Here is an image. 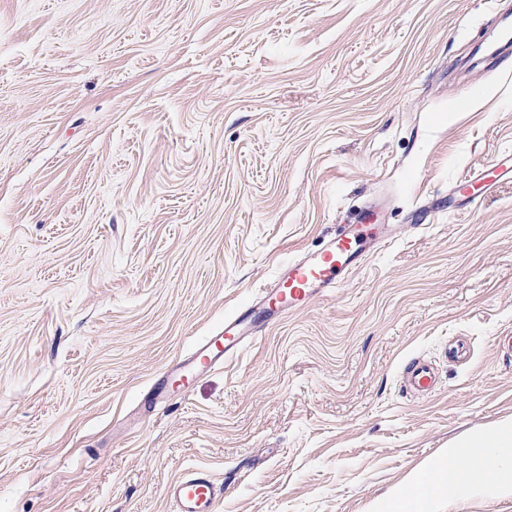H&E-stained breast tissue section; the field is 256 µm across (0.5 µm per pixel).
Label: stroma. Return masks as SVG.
Returning a JSON list of instances; mask_svg holds the SVG:
<instances>
[{
  "label": "stroma",
  "instance_id": "35a3bbf8",
  "mask_svg": "<svg viewBox=\"0 0 512 512\" xmlns=\"http://www.w3.org/2000/svg\"><path fill=\"white\" fill-rule=\"evenodd\" d=\"M510 24L512 0H0V512H173L198 467L218 512H377L512 420V181L457 191L512 153ZM379 195L395 241L157 401ZM405 389L417 396H428L436 387L433 365L423 358L414 360L406 369L402 379Z\"/></svg>",
  "mask_w": 512,
  "mask_h": 512
}]
</instances>
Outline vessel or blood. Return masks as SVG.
Listing matches in <instances>:
<instances>
[{
  "label": "vessel or blood",
  "mask_w": 512,
  "mask_h": 512,
  "mask_svg": "<svg viewBox=\"0 0 512 512\" xmlns=\"http://www.w3.org/2000/svg\"><path fill=\"white\" fill-rule=\"evenodd\" d=\"M505 179L512 180V155L501 156L491 168L470 176L466 184L487 194ZM380 214V205H370L360 223L339 225L336 234L318 251L282 264L269 286L225 316L216 332L197 343L191 357V375L223 366L255 342L271 322L304 307L314 297L336 293L359 266L367 243L382 246L391 242L389 228L378 222ZM402 382L415 395H430L436 387L435 369L427 360L416 359L406 369ZM433 491L427 481L412 485L399 497L383 500L379 512H421ZM167 494L176 512H217L224 490L208 471L199 468L173 480Z\"/></svg>",
  "instance_id": "vessel-or-blood-1"
}]
</instances>
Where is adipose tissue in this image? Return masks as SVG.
Wrapping results in <instances>:
<instances>
[{"instance_id": "adipose-tissue-1", "label": "adipose tissue", "mask_w": 512, "mask_h": 512, "mask_svg": "<svg viewBox=\"0 0 512 512\" xmlns=\"http://www.w3.org/2000/svg\"><path fill=\"white\" fill-rule=\"evenodd\" d=\"M463 446L464 454L449 453L437 471L463 486L512 489V422L474 434Z\"/></svg>"}]
</instances>
